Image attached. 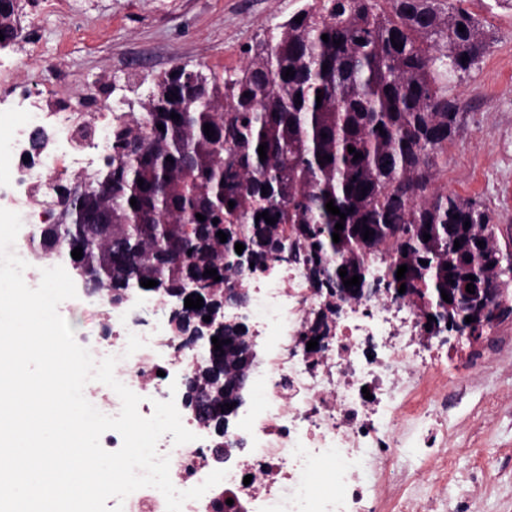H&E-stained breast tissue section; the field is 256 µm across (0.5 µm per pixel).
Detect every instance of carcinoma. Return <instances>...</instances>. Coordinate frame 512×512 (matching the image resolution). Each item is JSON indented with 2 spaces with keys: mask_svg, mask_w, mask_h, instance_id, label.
<instances>
[{
  "mask_svg": "<svg viewBox=\"0 0 512 512\" xmlns=\"http://www.w3.org/2000/svg\"><path fill=\"white\" fill-rule=\"evenodd\" d=\"M14 12V0H0V46L19 37ZM276 30L250 46L245 65L221 84L181 66L158 79L139 99L140 114L112 124V153L80 181L86 192L73 199L72 187L53 186L65 210L50 231H40L41 245L82 248L75 268L112 288L147 279L158 282L153 292L196 279L214 288L219 282L203 273L223 276L216 233L249 210L251 225L237 238L286 240L282 225H291L313 268L334 255L336 270L345 266L347 277L360 276V285L349 289L336 276L332 285L340 293L359 292L368 280L362 251L397 240L386 286L396 292L406 285L405 294L428 307L437 323L475 332L512 316V306L490 315L470 304L466 292L470 282L506 292L512 284V250L501 244L491 212L437 186L439 158L459 116L448 81L462 78L484 55L480 21L461 0H308ZM289 67L295 74L285 79ZM350 146L362 157L353 159ZM331 199L346 214L337 243L332 233L340 217L327 212ZM264 211L277 222L256 219ZM100 212L108 215L109 230L87 232V221ZM365 225L374 231L368 240ZM403 264L408 271L399 280ZM467 316L474 321L465 322ZM224 339V384L234 387L243 380L239 333Z\"/></svg>",
  "mask_w": 512,
  "mask_h": 512,
  "instance_id": "obj_1",
  "label": "carcinoma"
}]
</instances>
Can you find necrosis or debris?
<instances>
[{
	"label": "necrosis or debris",
	"instance_id": "1",
	"mask_svg": "<svg viewBox=\"0 0 512 512\" xmlns=\"http://www.w3.org/2000/svg\"><path fill=\"white\" fill-rule=\"evenodd\" d=\"M112 150V121L94 113L51 109L33 101L26 123L0 140V165L11 171L0 200L20 214L24 234L14 250L28 264L24 280L37 287L41 271L69 262L66 249L42 248L37 231L45 209L33 191L63 173L86 175ZM389 242L364 253L369 275L361 294L337 295L311 272L304 244L290 261L264 258L248 269L228 268L224 284L236 298L225 320L242 324L264 358L250 376L261 390L241 406L213 444L199 439L158 443L170 458L178 490L199 485L216 469L226 478L182 512H435L405 495L411 476L395 473L400 459L427 452L425 476L437 480L447 465L448 389L466 390L484 357L467 330L460 347L444 349L447 329L428 328L420 307L388 290L383 277L397 254ZM111 291L66 300L87 316L77 341L95 360L115 355L116 378L140 396L148 416L154 401L174 400L184 426L198 431L190 390L202 387L203 351L173 336L165 293L110 303ZM146 342L125 355L129 334ZM316 349H308L310 340Z\"/></svg>",
	"mask_w": 512,
	"mask_h": 512
}]
</instances>
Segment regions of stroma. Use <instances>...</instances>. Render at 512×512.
Here are the masks:
<instances>
[{
    "mask_svg": "<svg viewBox=\"0 0 512 512\" xmlns=\"http://www.w3.org/2000/svg\"><path fill=\"white\" fill-rule=\"evenodd\" d=\"M303 0H16L20 27L0 49V139L27 111L28 95L61 94L139 112V97L176 66L224 79L245 49L286 21ZM489 48L448 84L459 106L456 135L439 160L438 185L489 208L501 241H512V8L465 0ZM487 361L464 397L448 398L457 453L440 512H467L482 481L480 512H512V317L478 345Z\"/></svg>",
    "mask_w": 512,
    "mask_h": 512,
    "instance_id": "35a3bbf8",
    "label": "stroma"
}]
</instances>
